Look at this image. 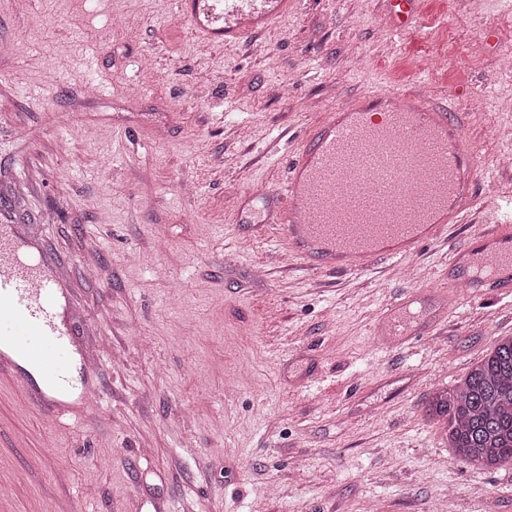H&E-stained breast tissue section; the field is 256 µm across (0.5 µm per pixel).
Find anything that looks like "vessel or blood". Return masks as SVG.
<instances>
[{"label": "vessel or blood", "mask_w": 512, "mask_h": 512, "mask_svg": "<svg viewBox=\"0 0 512 512\" xmlns=\"http://www.w3.org/2000/svg\"><path fill=\"white\" fill-rule=\"evenodd\" d=\"M178 6L200 35L231 45L268 28L297 0H178ZM435 137L448 141L444 178L421 151ZM474 181L461 130L446 108L412 94L376 97L330 112L314 128L266 221L285 226L298 260L342 274L417 253L460 221ZM364 191L376 195L372 207L345 206V198ZM469 256L483 282L512 286V236L481 234ZM80 318L66 265L0 197V379L52 423L85 419L89 397L101 391Z\"/></svg>", "instance_id": "b4317fda"}]
</instances>
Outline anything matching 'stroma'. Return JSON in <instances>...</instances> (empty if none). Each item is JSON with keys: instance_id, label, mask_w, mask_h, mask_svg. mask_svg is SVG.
Wrapping results in <instances>:
<instances>
[{"instance_id": "1", "label": "stroma", "mask_w": 512, "mask_h": 512, "mask_svg": "<svg viewBox=\"0 0 512 512\" xmlns=\"http://www.w3.org/2000/svg\"><path fill=\"white\" fill-rule=\"evenodd\" d=\"M156 2L0 0V169L116 356L95 420L51 425L0 383V512H512V466L454 460L424 414L512 336V292L460 287L453 258L512 229V0H419L416 32L387 0H301L232 47ZM416 89L476 175L416 277L321 274L236 222L328 112ZM408 294L422 336L380 344Z\"/></svg>"}]
</instances>
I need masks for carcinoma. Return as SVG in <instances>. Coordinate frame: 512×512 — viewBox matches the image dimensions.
<instances>
[{"label": "carcinoma", "instance_id": "1", "mask_svg": "<svg viewBox=\"0 0 512 512\" xmlns=\"http://www.w3.org/2000/svg\"><path fill=\"white\" fill-rule=\"evenodd\" d=\"M425 416L444 424L450 454L485 469L512 465V336L499 339L452 390H438Z\"/></svg>", "mask_w": 512, "mask_h": 512}]
</instances>
